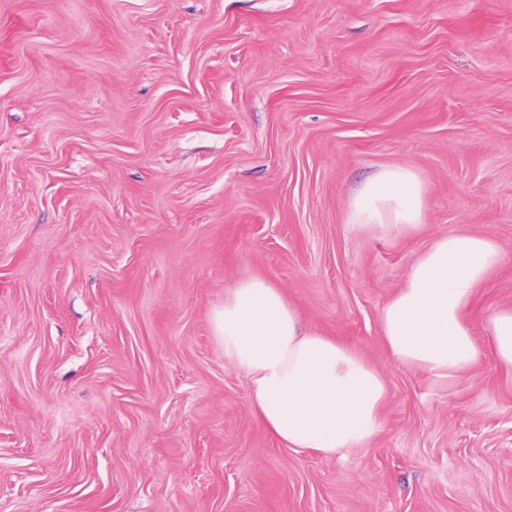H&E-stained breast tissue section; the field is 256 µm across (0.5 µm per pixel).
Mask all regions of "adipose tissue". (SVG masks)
<instances>
[{
	"instance_id": "1",
	"label": "adipose tissue",
	"mask_w": 512,
	"mask_h": 512,
	"mask_svg": "<svg viewBox=\"0 0 512 512\" xmlns=\"http://www.w3.org/2000/svg\"><path fill=\"white\" fill-rule=\"evenodd\" d=\"M424 184L389 167L353 198L348 222L389 235L424 221ZM507 256L490 236L455 231L435 239L409 266L380 312L393 360L436 378H457L481 356L464 310ZM224 360L249 380L250 406L281 445L326 456L367 446L389 397L383 374L352 347L305 325L283 291L264 278L240 279L211 317ZM480 331L512 384V307L491 310Z\"/></svg>"
}]
</instances>
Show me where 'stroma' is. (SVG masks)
<instances>
[{
    "label": "stroma",
    "mask_w": 512,
    "mask_h": 512,
    "mask_svg": "<svg viewBox=\"0 0 512 512\" xmlns=\"http://www.w3.org/2000/svg\"><path fill=\"white\" fill-rule=\"evenodd\" d=\"M425 220H346L388 167ZM509 260L512 0H0V512H512V387L395 363L380 311L456 230ZM389 386L369 445L259 424L211 311L238 280Z\"/></svg>",
    "instance_id": "stroma-1"
}]
</instances>
